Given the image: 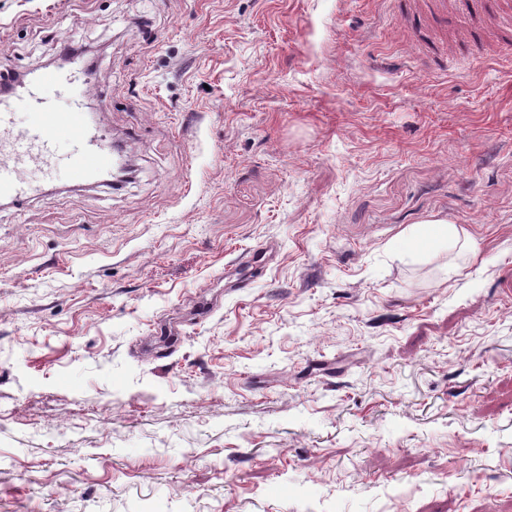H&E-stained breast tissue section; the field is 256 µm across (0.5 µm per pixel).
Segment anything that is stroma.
I'll return each mask as SVG.
<instances>
[{
    "instance_id": "obj_1",
    "label": "stroma",
    "mask_w": 512,
    "mask_h": 512,
    "mask_svg": "<svg viewBox=\"0 0 512 512\" xmlns=\"http://www.w3.org/2000/svg\"><path fill=\"white\" fill-rule=\"evenodd\" d=\"M498 9L0 0V73L89 51L137 166L0 208V512H512ZM437 218L476 255L405 256Z\"/></svg>"
}]
</instances>
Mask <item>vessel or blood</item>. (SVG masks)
Returning <instances> with one entry per match:
<instances>
[{
	"mask_svg": "<svg viewBox=\"0 0 512 512\" xmlns=\"http://www.w3.org/2000/svg\"><path fill=\"white\" fill-rule=\"evenodd\" d=\"M482 0H430L429 11L445 22L449 4L476 10ZM92 84L88 71L38 70L0 94V199L20 206L44 179L66 166L72 183L98 181L112 168L109 138L83 110Z\"/></svg>",
	"mask_w": 512,
	"mask_h": 512,
	"instance_id": "1",
	"label": "vessel or blood"
}]
</instances>
